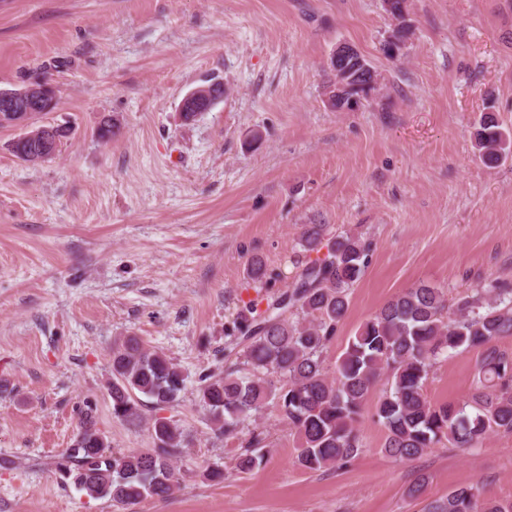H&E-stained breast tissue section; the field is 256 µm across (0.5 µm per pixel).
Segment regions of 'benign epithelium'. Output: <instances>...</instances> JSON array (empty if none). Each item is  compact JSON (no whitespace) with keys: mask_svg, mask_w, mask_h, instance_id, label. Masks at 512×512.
Returning a JSON list of instances; mask_svg holds the SVG:
<instances>
[{"mask_svg":"<svg viewBox=\"0 0 512 512\" xmlns=\"http://www.w3.org/2000/svg\"><path fill=\"white\" fill-rule=\"evenodd\" d=\"M363 64L359 57V51L347 42L336 45L329 58L328 68L332 74V82L335 83V93L324 95L327 105L333 102H344V111L358 110L362 99L354 94L360 89L358 80L362 79L361 72L353 63ZM54 97V87L49 82L41 80L26 83L17 89H0V126L19 128L24 130L22 140H41L40 154L22 155V158L30 162H39L52 154L58 143V139H51L44 134L46 128L32 127L34 118L46 111L44 105ZM224 98V87L209 83L198 86L189 91L181 100L179 112L197 113L210 111Z\"/></svg>","mask_w":512,"mask_h":512,"instance_id":"obj_1","label":"benign epithelium"}]
</instances>
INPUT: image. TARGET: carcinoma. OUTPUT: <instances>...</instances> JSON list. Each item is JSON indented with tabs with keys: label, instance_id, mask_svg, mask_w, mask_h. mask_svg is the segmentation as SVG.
I'll return each mask as SVG.
<instances>
[{
	"label": "carcinoma",
	"instance_id": "cac0c4a2",
	"mask_svg": "<svg viewBox=\"0 0 512 512\" xmlns=\"http://www.w3.org/2000/svg\"><path fill=\"white\" fill-rule=\"evenodd\" d=\"M475 142L488 167L512 152V137L492 112L475 126ZM298 245L323 256L305 262L263 313H239L234 321L245 341L240 356L246 373L237 368L208 376L199 389L225 437L248 430L249 439L237 449L238 469L250 471L263 461L265 438L249 427L270 404L298 434L301 467L317 471L355 460L363 448L358 424L381 380L373 417L386 431L383 452L392 458L413 461L445 443L478 448L493 433H512V355L495 345L512 335L511 288L492 281L451 305L442 288L425 282L408 288L360 325L330 372L323 353L370 264L372 242L361 234H335L326 224H304ZM473 347L484 353L471 395L457 404L428 400L425 385L438 361ZM186 379L164 353L131 338L112 352V414L135 424L139 396L164 407L177 399ZM153 431L156 447L117 454L110 443L97 441L88 412L57 469L93 499L109 497L125 506L167 497L178 484L174 458L183 453L182 433L166 419L156 420ZM426 512H512V501H485L471 483L429 503Z\"/></svg>",
	"mask_w": 512,
	"mask_h": 512
}]
</instances>
